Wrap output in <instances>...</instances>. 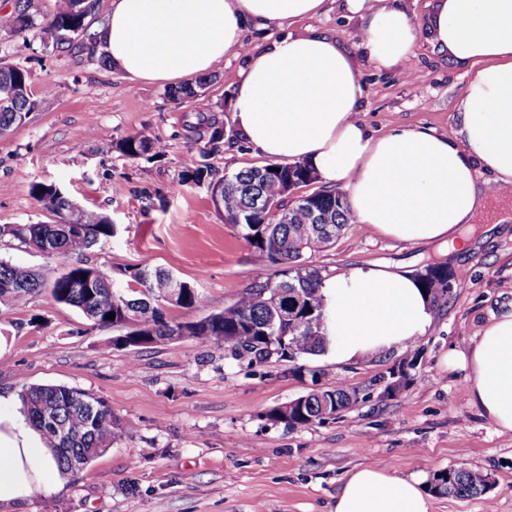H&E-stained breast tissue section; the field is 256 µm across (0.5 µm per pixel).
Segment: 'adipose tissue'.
Returning <instances> with one entry per match:
<instances>
[{"label": "adipose tissue", "instance_id": "1", "mask_svg": "<svg viewBox=\"0 0 512 512\" xmlns=\"http://www.w3.org/2000/svg\"><path fill=\"white\" fill-rule=\"evenodd\" d=\"M366 11L358 42L381 66L407 58L421 33L471 78L448 137L425 127L376 135L360 121L361 72L334 36L305 28L256 48L233 92L234 121L264 156L302 161L329 186L342 185L359 223L405 243L463 244L462 228L485 213L479 171L512 187V0H435L419 25L404 0H346ZM327 0H112L100 30L112 66L132 80L181 81L209 73L242 49L246 24L295 23ZM327 357L345 363L414 342L434 308L408 270L362 262L323 282ZM471 405L499 433H512V310L484 327L466 351H447ZM53 454L30 425L0 419V512L48 488ZM414 477L385 466L352 470L333 512H431Z\"/></svg>", "mask_w": 512, "mask_h": 512}]
</instances>
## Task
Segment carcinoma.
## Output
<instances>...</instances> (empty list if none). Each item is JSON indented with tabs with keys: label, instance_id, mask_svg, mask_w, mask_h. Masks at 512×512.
<instances>
[{
	"label": "carcinoma",
	"instance_id": "obj_1",
	"mask_svg": "<svg viewBox=\"0 0 512 512\" xmlns=\"http://www.w3.org/2000/svg\"><path fill=\"white\" fill-rule=\"evenodd\" d=\"M44 0H16L12 31L21 34L39 28L46 46L63 45L96 51L99 33L91 30L90 19L99 14L100 0H56L51 14L44 13ZM30 74L19 67L0 66V99L6 91L14 93L12 103L0 106V130L24 124L38 108V100L28 93ZM174 100L193 99L207 106L201 86L186 85L168 91ZM194 142L204 143L211 150L224 140V126L213 122L204 131L192 129ZM120 153L137 159L144 155L159 156L164 144L148 130L124 138L118 144ZM311 169L303 162L262 165L217 176L209 165L200 166L182 175V181L208 183L210 193H219L224 200L223 214L233 221L243 239L262 258L276 266L271 273H261L247 285L238 300L224 310L212 313L201 321L176 322L166 315L170 302L161 298V289L169 286L171 273L148 262L122 272L128 285L115 284L112 276L85 265H71L51 282L27 267L0 260V304L13 308L25 306L33 295L47 290L53 299L79 310L98 326H124L128 317L139 319L129 327L127 336L153 337L160 341L178 334L189 336L202 345L226 346L233 350L252 348L255 357L264 360L270 343L280 346L279 357L288 353L298 357L315 355L327 343L325 309L320 271L307 263V257L326 250L351 220L346 195L336 188L310 193L304 200L288 201V181L307 183ZM31 196L43 208L57 215L68 211L69 197L53 184L34 182ZM273 202L282 209L279 215L264 205ZM81 230L72 231L66 224H4L0 239L9 238L27 248L54 256L62 262L90 249L103 238L113 236L110 219L94 210L79 208ZM96 274L92 288L78 292L71 280ZM455 273L441 264H427L419 274L425 290L435 304L442 295L438 285ZM283 291L296 289L304 296L301 309L288 321L272 320L273 314L288 301L276 296L270 286ZM268 289L262 293V289ZM115 313L112 320L107 314ZM338 412L350 408L358 399L355 391L336 387L325 391ZM27 421L54 449L58 469L71 472L69 460L80 456L91 462L98 454L112 447L117 427L112 410L101 399L80 389L62 385H33L19 394ZM317 398L308 397L302 409L291 415L293 425H309L318 421ZM451 476L433 477L434 492L455 497L475 496L486 491L488 475L472 469L452 468Z\"/></svg>",
	"mask_w": 512,
	"mask_h": 512
}]
</instances>
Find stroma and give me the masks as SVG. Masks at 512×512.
<instances>
[{"label": "stroma", "mask_w": 512, "mask_h": 512, "mask_svg": "<svg viewBox=\"0 0 512 512\" xmlns=\"http://www.w3.org/2000/svg\"><path fill=\"white\" fill-rule=\"evenodd\" d=\"M0 8V63L29 71L39 106L0 136V225L55 223L30 194L34 182L59 185L77 204L107 215L116 234L71 262L119 275L151 261L193 284L197 300L167 315L192 322L239 297L266 263L214 208L206 185L182 182L207 164L217 175L267 164L238 135L232 91L247 56L232 51L204 76L206 118L224 141L202 153L187 126L197 108L168 97V84L130 81L88 51L45 47L39 32L17 37ZM365 13L330 0L310 27L334 36L362 75L359 119L381 135L398 125L453 135L469 81L420 36L407 60L390 67L356 47ZM27 46L17 49L19 39ZM164 155L129 159L117 143L142 128ZM464 251L390 240L350 221L334 245L308 262L328 277L366 261L420 272L439 263L457 279L424 336L380 356L334 364L319 356L256 360L195 339L113 347L120 327H100L49 293L25 307L0 306V416L21 421L19 394L31 385L82 389L104 400L119 424L111 448L83 470L19 505L17 512H330L346 474L381 463L430 483L441 469L479 470L489 490L473 498L434 497L433 512H512V433H498L466 398L462 373L444 369L448 349L467 350L492 315L512 307V223L465 229ZM46 279L59 259L0 241V260ZM406 370L397 395L384 396L392 372ZM358 393L342 417L307 426L271 412L317 388Z\"/></svg>", "instance_id": "1"}]
</instances>
